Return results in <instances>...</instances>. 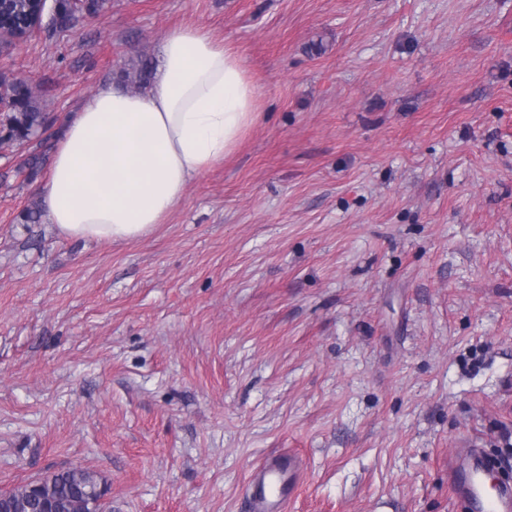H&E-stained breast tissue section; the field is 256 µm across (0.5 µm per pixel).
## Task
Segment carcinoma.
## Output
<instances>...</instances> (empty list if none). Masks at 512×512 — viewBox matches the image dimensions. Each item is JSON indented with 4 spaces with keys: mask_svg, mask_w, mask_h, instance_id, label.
<instances>
[{
    "mask_svg": "<svg viewBox=\"0 0 512 512\" xmlns=\"http://www.w3.org/2000/svg\"><path fill=\"white\" fill-rule=\"evenodd\" d=\"M57 24L64 31L75 25L78 15L70 6V0H57ZM151 61L138 53L123 61L118 69L119 78L130 88L140 91L149 83ZM54 119L44 112L34 92L20 88L12 111L0 118V132L14 142H28L47 133ZM47 487L44 497L30 491V484L9 491L0 501L4 512H41L43 502L49 501L58 512H101V497L97 489L102 486L92 472L68 468L43 480Z\"/></svg>",
    "mask_w": 512,
    "mask_h": 512,
    "instance_id": "obj_1",
    "label": "carcinoma"
}]
</instances>
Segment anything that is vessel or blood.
I'll list each match as a JSON object with an SVG mask.
<instances>
[{
    "label": "vessel or blood",
    "mask_w": 512,
    "mask_h": 512,
    "mask_svg": "<svg viewBox=\"0 0 512 512\" xmlns=\"http://www.w3.org/2000/svg\"><path fill=\"white\" fill-rule=\"evenodd\" d=\"M489 463L481 449L470 448L449 459L448 485L465 512H512V484L488 487ZM302 476L299 457L288 451L267 454L251 470L245 512H287Z\"/></svg>",
    "instance_id": "b4317fda"
}]
</instances>
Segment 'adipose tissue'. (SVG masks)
I'll return each instance as SVG.
<instances>
[{"label": "adipose tissue", "instance_id": "adipose-tissue-1", "mask_svg": "<svg viewBox=\"0 0 512 512\" xmlns=\"http://www.w3.org/2000/svg\"><path fill=\"white\" fill-rule=\"evenodd\" d=\"M258 118L257 90L238 52L204 27L175 28L145 91L115 84L67 117L39 188L45 218L66 238L145 236Z\"/></svg>", "mask_w": 512, "mask_h": 512}]
</instances>
